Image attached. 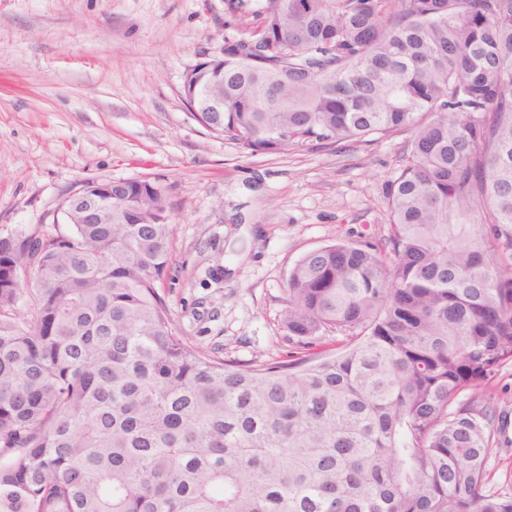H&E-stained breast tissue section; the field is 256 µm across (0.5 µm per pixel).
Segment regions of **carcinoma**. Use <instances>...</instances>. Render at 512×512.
Listing matches in <instances>:
<instances>
[{
	"label": "carcinoma",
	"mask_w": 512,
	"mask_h": 512,
	"mask_svg": "<svg viewBox=\"0 0 512 512\" xmlns=\"http://www.w3.org/2000/svg\"><path fill=\"white\" fill-rule=\"evenodd\" d=\"M224 0V60L180 94L241 153L412 132L380 245L289 272L274 362L207 355L156 283L158 183L112 223L0 236V512H512L500 415L463 400L512 360V0ZM342 339L323 349L324 332ZM188 105L193 112H224V95L220 97L208 89L204 91L197 89Z\"/></svg>",
	"instance_id": "obj_1"
}]
</instances>
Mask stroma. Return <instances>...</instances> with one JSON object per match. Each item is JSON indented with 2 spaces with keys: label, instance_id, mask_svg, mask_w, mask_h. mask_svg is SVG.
<instances>
[{
  "label": "stroma",
  "instance_id": "1",
  "mask_svg": "<svg viewBox=\"0 0 512 512\" xmlns=\"http://www.w3.org/2000/svg\"><path fill=\"white\" fill-rule=\"evenodd\" d=\"M224 0H0V233L63 228L88 179H149L174 232L157 284L173 330L243 363L286 357L285 287L307 252L389 233L387 190L410 131L241 154L193 120L187 69L224 49ZM505 418L488 487H512V362L482 394Z\"/></svg>",
  "mask_w": 512,
  "mask_h": 512
}]
</instances>
